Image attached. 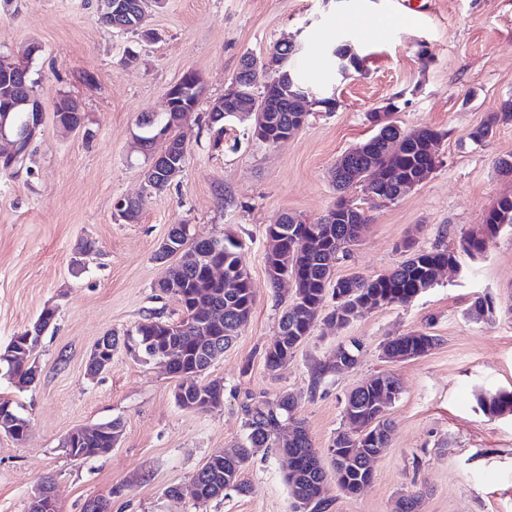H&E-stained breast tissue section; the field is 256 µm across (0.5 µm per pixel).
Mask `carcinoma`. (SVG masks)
<instances>
[{"label": "carcinoma", "instance_id": "1", "mask_svg": "<svg viewBox=\"0 0 512 512\" xmlns=\"http://www.w3.org/2000/svg\"><path fill=\"white\" fill-rule=\"evenodd\" d=\"M113 0H103L100 22L123 33L144 30L149 5L160 0H123L124 10L114 14ZM279 56L278 81L269 99L275 101L274 111L264 113L272 135L290 138L305 123L303 113L293 110V100L302 93L313 90L305 75L294 68L295 59L302 49L294 50L287 43L277 46ZM331 60L346 73L361 71L363 59L347 44H338L330 50ZM17 67L0 68V118L9 126L23 121L28 106L24 101L34 95L31 75L30 50L14 56ZM243 87L258 95L264 91L265 77L255 65V59L242 57L235 73ZM232 113L210 112L207 115V131L212 149L221 150L222 138L228 134ZM367 121L373 127L372 134L345 152L336 163L333 182L336 202L333 208L311 223L301 218L285 215L278 223L266 227V237L277 241L265 255L266 272L271 285L280 286L287 278L292 281L291 302L279 321L274 342L265 349L266 365L276 370L293 357L297 348L312 334L317 319L338 326H346L360 315L377 308L406 305L433 288L438 280L435 272L442 266L458 264L455 252L446 246L424 248L412 236L404 238L399 249L407 259L398 267L373 277L352 275L333 279L336 263L348 255L356 245L367 218L349 190L360 186L362 192H371L389 202L401 198L411 186L430 175L441 163L435 145L448 132L424 126L405 132L391 120L389 112H369ZM160 126L168 129V140L155 142L151 135L139 144L148 160L157 162L156 178L147 187V194L165 191L170 182L166 178L167 167L186 164L179 144V125L174 112L159 116ZM512 122V99L499 104L498 111L490 113L484 121L467 134L475 144L485 142L495 128ZM375 170L380 175L374 184H364L365 173ZM504 227L512 228V195L500 197L486 212L480 231L464 236L459 246L467 256L475 259L484 254L491 239ZM171 253L182 252L179 269L170 270L159 278L156 287L172 295L179 304L180 317L176 320L147 317L132 330L138 343L139 355L150 362H159L164 349H177L178 360L174 368L183 372L180 384L184 387V404L191 410L215 403L224 396V384L217 379L198 381V377L211 364L224 355L248 323L255 303L256 292L252 278L242 261L244 242L234 232L222 237H197L191 234L189 225L175 224L166 237ZM213 263L224 265V272L235 277L239 284L228 289L225 281L209 279L208 270ZM333 296L335 304L323 313L327 297ZM494 312L493 301L487 296H477L467 311L471 319H484ZM207 324L216 339L204 341L196 328ZM439 344V338L423 330L387 341L382 355L389 361L418 358L426 355ZM13 360L0 365L15 386L23 390L33 378L23 367L25 357L36 352L40 343L26 341L19 333L11 339ZM361 351V343L353 339L339 345L332 358L318 364L313 372L310 393H316L327 375H339L348 371ZM396 398L401 392L399 380L390 373H377L346 396L343 413L350 430L336 434L330 445V462L336 482L347 494H355L367 486L373 471L370 462L389 447L392 435L391 423L384 419L385 408L379 406L380 392ZM298 398L283 393L274 400L247 397L242 405L244 441L224 451V455L209 457L208 466L199 475H193L186 486H176L170 493L190 496L195 502L205 504L210 500L233 491L247 492L243 473L259 449L286 448L295 465L288 467L286 482L296 512H328L329 501L318 497L319 488L327 477V471L319 452L313 447L302 423L295 419ZM479 409L489 416L512 414V391L498 390L478 400ZM6 409L20 421L12 426L11 437L16 441L26 438L29 423L20 414L16 403L0 397V410ZM114 435L103 430L99 435L86 438L79 444L84 459L101 456L100 449L112 447Z\"/></svg>", "mask_w": 512, "mask_h": 512}]
</instances>
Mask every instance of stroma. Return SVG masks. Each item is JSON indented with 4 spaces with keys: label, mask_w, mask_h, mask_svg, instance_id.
Instances as JSON below:
<instances>
[{
    "label": "stroma",
    "mask_w": 512,
    "mask_h": 512,
    "mask_svg": "<svg viewBox=\"0 0 512 512\" xmlns=\"http://www.w3.org/2000/svg\"><path fill=\"white\" fill-rule=\"evenodd\" d=\"M100 8V0H0V53L39 45L32 77L46 107L23 160L0 172V348L45 306L56 308L35 354L38 381L20 390L0 374V395L17 401L29 422L24 441L0 432V512H27L46 479L61 512H81L96 496L109 499L112 512H294L285 462L273 453L257 454L246 468L245 494L202 505L167 491L188 484L214 451L243 440L246 397L297 395L296 416L323 451L348 427L346 394L378 372L401 386L386 412L392 442L359 493L327 478L329 512H395L398 498L419 488L420 512H512V415L487 416L477 406L482 393L512 390V230L482 257L458 251L490 206L512 194V177L496 168L512 153V123L484 143L467 138L512 95V0H163L147 18L156 34L148 43L103 26ZM342 37L363 58L360 72L340 75L325 61ZM290 39L304 47L310 70L326 73L338 109L314 113L275 148L250 139L253 117L237 118L229 135L238 148L212 150L207 112L230 88L242 55L260 58ZM129 47L138 58L126 66ZM189 70L202 76L206 94L188 123V160L164 193L150 197L138 122L163 112L167 90ZM63 96L79 104L82 129L55 122L51 107ZM389 102L403 130L447 131L441 164L395 202L358 194L367 222L334 274L395 268L406 258L398 244L410 234L424 248L448 245L458 264L407 305L344 327L317 324L288 364L269 370L264 351L284 304L267 281L266 227L286 212L311 222L332 206L337 159L371 135L367 113ZM140 197L136 221L119 216L118 200ZM174 224L204 237L239 233L256 289L249 322L207 373L223 380L224 398L206 412L177 406L176 379L121 348L110 371L87 373L100 337L124 335L151 314L178 317L175 298L155 287L164 271L155 254ZM88 240L94 250L74 268ZM478 295L492 298V320L467 317ZM420 329L439 336V345L416 359L385 361L384 343ZM353 337L363 345L354 368L310 394L315 364ZM115 419L122 433L111 453L76 460L63 448L72 428Z\"/></svg>",
    "instance_id": "stroma-1"
}]
</instances>
